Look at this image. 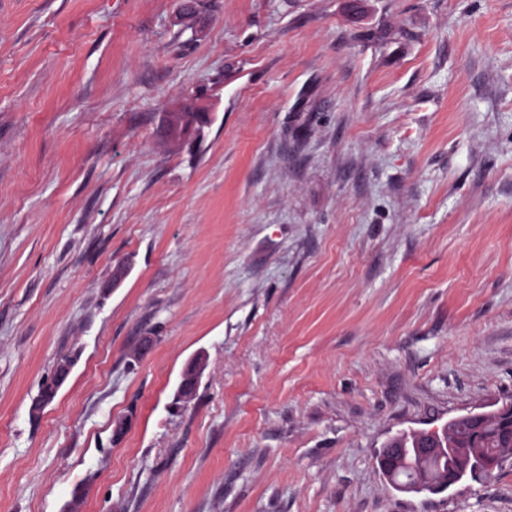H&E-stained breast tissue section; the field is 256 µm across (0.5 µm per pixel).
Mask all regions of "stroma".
Listing matches in <instances>:
<instances>
[{
	"instance_id": "stroma-1",
	"label": "stroma",
	"mask_w": 512,
	"mask_h": 512,
	"mask_svg": "<svg viewBox=\"0 0 512 512\" xmlns=\"http://www.w3.org/2000/svg\"><path fill=\"white\" fill-rule=\"evenodd\" d=\"M179 4L0 0V512H512L376 460L512 401V0ZM202 112V120L198 123H196L199 120V110ZM195 106V104L188 103L186 105H183L178 112L179 113V121L182 123V125L186 128L190 125L196 123L195 125L191 126L183 135L182 138L184 140H188L190 136L199 133L205 126H207L210 123V113L201 106ZM415 436L416 435H403L401 437L394 438V441L388 447L382 448L377 456L379 468L382 471V474L385 476V470L382 466L383 461L385 459H387V461L393 460L394 453H396L398 449H401L402 454L399 465L397 466V470L395 472V476L397 481L402 483L403 486L409 488L405 493H415L416 495H419L424 493H434L442 490L443 482L447 481L448 478V465L453 463L451 459L448 458V453H445V459L441 463V469H443V473H441V469H437L434 478L438 481V483L427 484L425 482H417L418 477L416 468L419 464L417 459L410 452V449L413 448L412 445L414 443Z\"/></svg>"
}]
</instances>
